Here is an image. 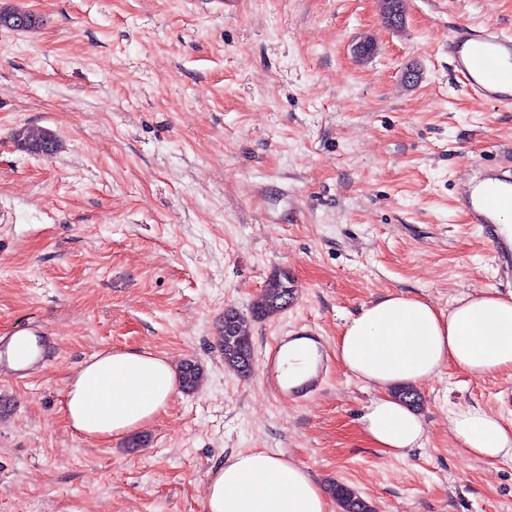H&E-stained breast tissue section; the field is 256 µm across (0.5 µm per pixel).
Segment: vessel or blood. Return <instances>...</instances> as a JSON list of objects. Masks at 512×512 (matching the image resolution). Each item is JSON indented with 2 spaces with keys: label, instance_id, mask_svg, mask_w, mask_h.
Listing matches in <instances>:
<instances>
[{
  "label": "vessel or blood",
  "instance_id": "obj_1",
  "mask_svg": "<svg viewBox=\"0 0 512 512\" xmlns=\"http://www.w3.org/2000/svg\"><path fill=\"white\" fill-rule=\"evenodd\" d=\"M448 59L454 73L472 97L495 106L512 107V34L491 23H463L448 37ZM469 223L482 225L502 260L512 259V241L501 232V210L512 208V164L479 170L459 195ZM319 351L316 369L292 386L278 379V354L270 352L262 362V375L277 395L300 401L318 391L331 368L326 345L313 331H305ZM40 366L0 343V375L30 377Z\"/></svg>",
  "mask_w": 512,
  "mask_h": 512
}]
</instances>
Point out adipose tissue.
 <instances>
[{"instance_id": "adipose-tissue-1", "label": "adipose tissue", "mask_w": 512, "mask_h": 512, "mask_svg": "<svg viewBox=\"0 0 512 512\" xmlns=\"http://www.w3.org/2000/svg\"><path fill=\"white\" fill-rule=\"evenodd\" d=\"M336 355L375 391L362 431L375 446L400 455L421 447L419 415L393 395L454 365L482 377L512 372V291H476L456 298L449 314L415 297L391 295L364 306L345 323ZM166 359L104 350L70 378L64 414L82 436L109 441L164 412L178 388ZM449 426L464 455L512 457V430L482 408L451 411ZM207 512H331L324 489L293 459L258 450L239 453L207 477Z\"/></svg>"}]
</instances>
